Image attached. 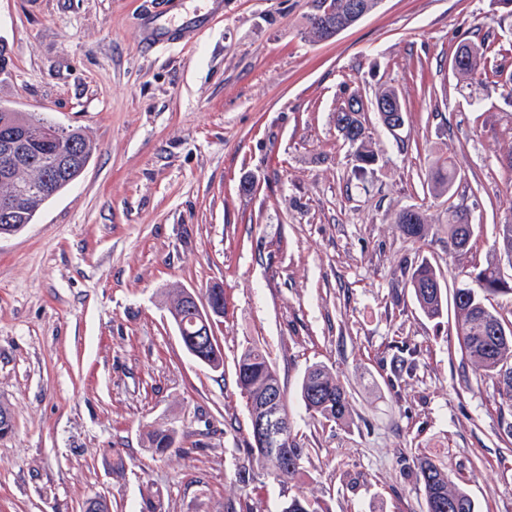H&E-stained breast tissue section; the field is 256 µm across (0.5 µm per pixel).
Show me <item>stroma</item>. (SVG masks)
Masks as SVG:
<instances>
[{"label":"stroma","mask_w":512,"mask_h":512,"mask_svg":"<svg viewBox=\"0 0 512 512\" xmlns=\"http://www.w3.org/2000/svg\"><path fill=\"white\" fill-rule=\"evenodd\" d=\"M153 0H0L12 76L0 102L78 128L96 151L34 224L0 238V512H281L303 491L328 512H424L412 458L433 454L478 512H512V408L461 358L453 311L427 318L404 269L447 281L484 266L512 221V99L451 69L488 48L512 75V9L497 0H381L333 39L304 34L317 0H224L194 39L148 54ZM394 88L409 119L370 110ZM368 108L373 171L355 173L333 114ZM453 157L448 194L425 174ZM475 233L455 252L448 208ZM422 211L423 241L394 219ZM224 288V369L183 347L169 294ZM261 343L309 450L300 478L240 481L250 417L235 362ZM409 357L412 374L398 375ZM344 380L341 426L299 398L309 366ZM178 431L163 456L148 442Z\"/></svg>","instance_id":"35a3bbf8"}]
</instances>
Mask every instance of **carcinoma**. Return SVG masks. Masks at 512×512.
Returning <instances> with one entry per match:
<instances>
[{"mask_svg":"<svg viewBox=\"0 0 512 512\" xmlns=\"http://www.w3.org/2000/svg\"><path fill=\"white\" fill-rule=\"evenodd\" d=\"M378 5V0H319L317 11L307 17L306 36L314 42L330 37L329 27L323 22L324 7L334 10L332 18L349 28L360 21ZM455 74L482 81L497 75V69L488 60L486 51L466 45L465 60L453 66ZM380 120L390 131L406 123L407 112H381ZM45 118L30 113L10 109V105L0 103V137L17 132L24 136L23 148L28 157L39 162L50 151L67 152L70 143H75L83 152V162L87 163L96 151V146L75 128L67 130L63 140H51L39 132ZM336 130L354 148L355 169L366 173L376 158L367 148L366 127L359 112H334ZM83 169L75 168L68 177L54 178L52 193L38 190L43 172L35 174V188L20 198L13 209L14 224H32L44 206L61 191L66 189L82 174ZM457 178V170L449 161L436 162L426 173L427 185L437 194L449 192ZM448 240L453 248H458L472 228L468 208L457 204L448 209ZM395 228L408 239L425 240L431 232V225L418 210H403L395 217ZM500 272L499 262L491 259L478 269V283L471 287L458 286L453 289V303L457 317V342L462 359L470 363L479 381L492 385L494 393L512 407V334L508 340L494 336L487 330L488 319L505 327L512 325L496 309L487 304L495 291L489 285L496 282ZM405 285L418 308L429 318L436 319L448 308V289L445 277L430 261L424 259L407 271ZM238 388L247 407L258 404L265 392L272 386H281L276 369L267 353L257 347L245 349L235 363ZM299 398L305 408L318 418L333 423H348L353 420V407L347 388L339 375L327 367L315 364L308 368L299 385ZM151 448L157 454H165L172 445V438L166 429H158L149 437ZM283 447L288 449V461L282 463L270 456L266 448L256 442L249 444L247 459L239 467V478L246 481L253 466L266 470L274 480L293 478L302 473L305 448L293 434L292 425H287ZM419 482L422 485L426 512H477L476 503L468 491L455 484L448 471L430 456L415 458ZM281 512H321L318 502L310 500L302 492L288 497Z\"/></svg>","mask_w":512,"mask_h":512,"instance_id":"cac0c4a2","label":"carcinoma"}]
</instances>
